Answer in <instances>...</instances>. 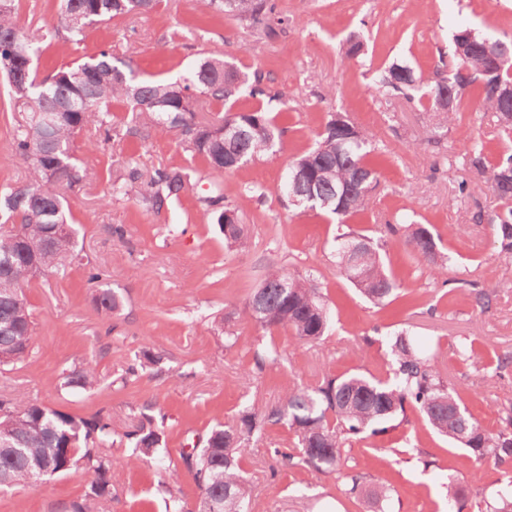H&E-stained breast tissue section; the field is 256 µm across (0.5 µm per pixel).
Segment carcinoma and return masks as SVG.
<instances>
[{
    "label": "carcinoma",
    "mask_w": 512,
    "mask_h": 512,
    "mask_svg": "<svg viewBox=\"0 0 512 512\" xmlns=\"http://www.w3.org/2000/svg\"><path fill=\"white\" fill-rule=\"evenodd\" d=\"M199 4L205 15L231 13L267 39L278 35L281 19L276 17L275 0H199ZM157 5L158 0H60L57 26L41 25L24 32L17 25L15 0H0V75L6 79L13 109L25 113L23 122L14 128L12 152L28 168L24 184L0 192V218L18 227L16 233L0 234V352L10 354L0 360L1 366L23 362L34 340L24 288L39 276L65 270L78 257V230L72 222L69 193L83 189L89 181L88 168L78 156L81 132L93 129L107 142L112 132L130 120L162 133L178 131L183 150L210 170V188L199 198L200 205L216 218L227 248L242 244V225L224 222V212L235 208L224 203L222 178L276 152L283 130L275 124L271 105L282 102V92L268 90L260 75L251 76L216 56L199 59L175 80L141 77L132 61L117 59L104 49L44 79L37 77L34 66H26L27 59L38 58L59 37L78 50L93 26L139 17ZM483 40L472 29L455 33L448 77L432 85H423L407 63H393L375 72L373 83L379 92L416 101L428 111L420 143L436 142L465 97L472 96L496 112L500 137L512 144V101L493 94L495 83L512 82V39L500 41L501 52L511 61L486 77L478 72L487 66ZM465 69L475 74H462ZM243 95L265 97L267 103L250 112H236L233 103ZM115 103L122 104L131 117L112 111ZM227 121L236 128L230 137L219 134ZM375 144L373 131L327 113L314 146L289 161L286 173L298 178L283 180L281 197L287 200L292 194L301 199L313 185L316 200L300 208L345 223L365 209L372 185L378 183ZM470 163L495 199L490 224L498 259L511 266L512 153L506 151L491 162L484 143L476 140ZM142 177L138 165L130 161L125 173L112 180V191L126 194ZM191 178L186 168H158L147 182L150 192L143 195V201L152 208L178 201ZM57 224L68 225L69 239L51 238L50 230ZM19 234L47 241L39 257L40 273L32 270V257L17 241ZM404 243L426 263L432 276L445 273L452 262L428 224L407 225ZM334 251L339 271L367 300L384 306L399 296L400 284L388 272L374 238L344 232L336 236ZM263 283L262 293H252L245 303L246 319L265 330L289 329L300 341L316 342L325 336L331 313L311 275L272 269ZM93 302L107 313L119 307V298L110 288L97 289ZM385 344L388 370L384 379L351 373L327 377L314 386H289L279 404L268 407L252 401L233 420L216 423L203 447L194 445L191 452L183 453L200 490L195 512H210L213 507L217 512H246L251 490L241 467L243 445L277 425L293 433L292 448L275 450L281 465L316 473L342 470L345 448L352 439L383 433L398 418L407 421L409 408L419 410L439 435L474 459L491 460L498 466L512 463V404L502 410L504 427L488 431L444 383L434 352L419 347L406 330L387 337ZM278 358L275 347H264L255 353V367L261 372ZM98 382L96 368L88 362L72 370L64 386L91 390ZM117 437L129 444L126 463L164 464L165 431L150 414L140 413L129 429L119 433L110 416L101 411L86 418L36 402L0 398V489L34 487L50 471L63 474L83 464L94 473V480L90 492L72 503L71 510L94 512L95 504L110 496L112 481L119 474L109 455ZM343 479L349 498L365 494L378 503L390 499L388 486L369 488L367 478L358 472H346ZM485 512H512L511 480L485 500Z\"/></svg>",
    "instance_id": "carcinoma-1"
}]
</instances>
